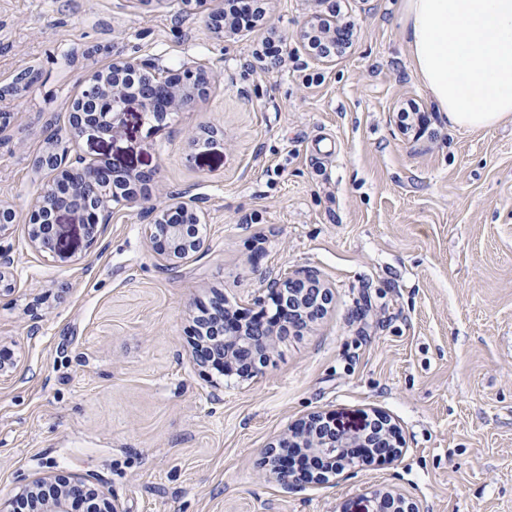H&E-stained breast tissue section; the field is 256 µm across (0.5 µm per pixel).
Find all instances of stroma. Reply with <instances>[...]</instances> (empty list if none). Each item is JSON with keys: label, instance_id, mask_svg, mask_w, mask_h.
<instances>
[{"label": "stroma", "instance_id": "stroma-1", "mask_svg": "<svg viewBox=\"0 0 512 512\" xmlns=\"http://www.w3.org/2000/svg\"><path fill=\"white\" fill-rule=\"evenodd\" d=\"M220 3L0 0V79L41 74L0 99V199L20 218L0 237L15 260L0 293V502L59 476L119 512H365L384 487L420 512H512V120L449 127L413 70L400 0H268L261 26L218 34L206 15ZM334 8L356 37L323 62L299 32ZM271 34L275 67L253 56ZM118 56L214 75L160 130L133 105L114 138L69 147L199 198L205 247L172 270L138 207L92 247L66 225L53 256L21 221L47 180L31 163L47 129ZM409 101L419 138L399 123ZM201 126L223 146L188 150ZM265 272L317 276L324 318L282 337L255 377L197 364L198 306L251 312ZM313 413L348 429L386 415L402 453L326 484L263 479L265 448Z\"/></svg>", "mask_w": 512, "mask_h": 512}]
</instances>
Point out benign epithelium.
<instances>
[{
	"mask_svg": "<svg viewBox=\"0 0 512 512\" xmlns=\"http://www.w3.org/2000/svg\"><path fill=\"white\" fill-rule=\"evenodd\" d=\"M209 72L197 63H184L167 68L153 59L117 57L106 68L85 78L78 96L69 107L65 132L53 131L49 146L32 159L35 170L45 171L51 180L35 199L25 224L31 247L41 253H55L61 236L59 216L73 218L83 229L88 244L97 241L101 227L109 223L112 204L139 206L150 211L147 239L152 251L167 268L180 266L192 254L201 251L203 240L194 235L202 223L204 211L195 197L180 196L162 204L150 194L154 174L128 170L117 172L102 163H86L70 156L66 143L83 137L105 138L120 132L124 115L131 102L138 103L141 112L161 122L196 102L210 85ZM223 142L218 132L203 128L192 133L188 145L217 146ZM17 223L15 210L0 200V238ZM257 296L260 310L247 322L229 323V311L222 302L211 307L218 332L204 346V354L219 365L220 375L252 377L258 366L266 363L277 341L285 332L298 333L311 320L326 312L330 289L311 274L272 280ZM383 424L381 446L394 456L399 449L392 443L393 425L378 414ZM333 421L311 414L298 420L288 434L279 438L265 452L262 475L284 486L325 483L329 474L354 464L348 457L352 448L370 446V433L363 430L335 434ZM299 452L329 459L335 463L331 470L301 474L283 465L284 457ZM84 489L82 481H62L60 495L43 512H69V498ZM371 512H417L414 503L394 489H379L372 496Z\"/></svg>",
	"mask_w": 512,
	"mask_h": 512,
	"instance_id": "obj_1",
	"label": "benign epithelium"
}]
</instances>
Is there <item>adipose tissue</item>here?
Wrapping results in <instances>:
<instances>
[{
  "instance_id": "ef3b65f1",
  "label": "adipose tissue",
  "mask_w": 512,
  "mask_h": 512,
  "mask_svg": "<svg viewBox=\"0 0 512 512\" xmlns=\"http://www.w3.org/2000/svg\"><path fill=\"white\" fill-rule=\"evenodd\" d=\"M412 62L452 128L512 118V0H403Z\"/></svg>"
}]
</instances>
